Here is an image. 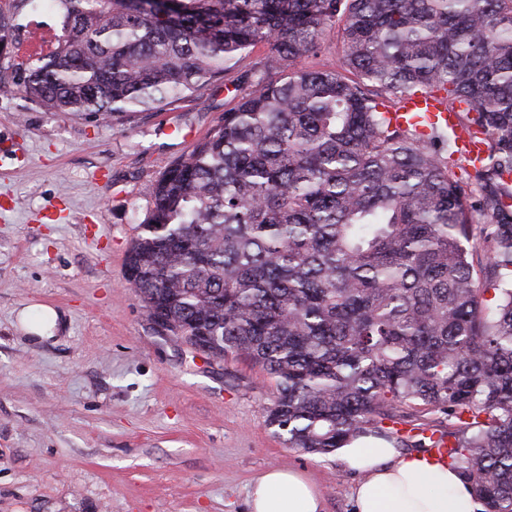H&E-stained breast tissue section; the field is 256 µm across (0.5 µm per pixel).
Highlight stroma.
<instances>
[{
  "instance_id": "1",
  "label": "stroma",
  "mask_w": 512,
  "mask_h": 512,
  "mask_svg": "<svg viewBox=\"0 0 512 512\" xmlns=\"http://www.w3.org/2000/svg\"><path fill=\"white\" fill-rule=\"evenodd\" d=\"M14 24L0 63L29 65L34 29L62 35L63 14L27 6ZM229 97L219 82L102 122L0 82V512H248L250 482L288 467L317 485L323 512H356L360 477L337 453L288 447L268 426L263 369L158 331L127 285L154 181ZM39 305L62 314L42 343L18 322Z\"/></svg>"
}]
</instances>
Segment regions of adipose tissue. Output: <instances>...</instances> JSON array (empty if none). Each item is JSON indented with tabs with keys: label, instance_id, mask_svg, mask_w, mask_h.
Here are the masks:
<instances>
[{
	"label": "adipose tissue",
	"instance_id": "1",
	"mask_svg": "<svg viewBox=\"0 0 512 512\" xmlns=\"http://www.w3.org/2000/svg\"><path fill=\"white\" fill-rule=\"evenodd\" d=\"M346 464L362 473L354 489L357 512H476L467 484L450 465L425 452L397 455L386 440L365 435L345 446ZM250 512H321L320 495L291 468L272 469L250 485Z\"/></svg>",
	"mask_w": 512,
	"mask_h": 512
}]
</instances>
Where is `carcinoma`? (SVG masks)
I'll return each mask as SVG.
<instances>
[{
    "label": "carcinoma",
    "mask_w": 512,
    "mask_h": 512,
    "mask_svg": "<svg viewBox=\"0 0 512 512\" xmlns=\"http://www.w3.org/2000/svg\"><path fill=\"white\" fill-rule=\"evenodd\" d=\"M27 2L0 8V42ZM52 5L65 34L12 71L48 112L236 91L152 188L126 258L148 318L266 371L288 447L370 434L431 453L437 435L483 512H512V0ZM335 26L340 69L306 67ZM419 91L487 136L483 159L390 122Z\"/></svg>",
    "instance_id": "1"
}]
</instances>
